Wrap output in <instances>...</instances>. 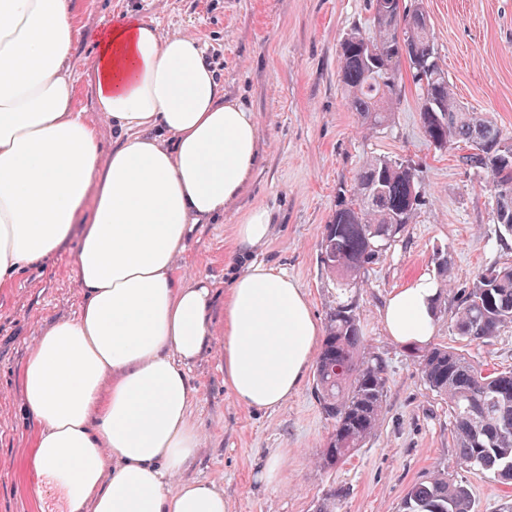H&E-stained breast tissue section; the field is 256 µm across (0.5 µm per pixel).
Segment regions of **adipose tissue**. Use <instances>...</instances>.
Instances as JSON below:
<instances>
[{
	"instance_id": "1",
	"label": "adipose tissue",
	"mask_w": 512,
	"mask_h": 512,
	"mask_svg": "<svg viewBox=\"0 0 512 512\" xmlns=\"http://www.w3.org/2000/svg\"><path fill=\"white\" fill-rule=\"evenodd\" d=\"M75 36L67 0H0V287L82 231L80 310L43 331L22 370L40 426L29 466L66 512H231L222 489L188 475L200 445L190 368L212 340L214 298L177 274L175 257L250 182L259 129L195 38L165 39L125 15L97 36L95 106L119 135L101 159L71 107ZM272 230L270 212L252 210L238 252ZM440 298L427 273L392 292L380 309L387 335L428 343ZM318 336L299 283L247 264L224 301L225 385L253 411L276 409L300 386Z\"/></svg>"
}]
</instances>
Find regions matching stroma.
<instances>
[{
	"label": "stroma",
	"instance_id": "1",
	"mask_svg": "<svg viewBox=\"0 0 512 512\" xmlns=\"http://www.w3.org/2000/svg\"><path fill=\"white\" fill-rule=\"evenodd\" d=\"M371 0H68L76 38L68 60L72 108L92 126L109 155L112 125L95 107V37L115 18L136 13L165 38L199 40L225 94L254 113L261 161L251 183L221 218L197 225L176 271L209 283L217 297L213 339L190 375V418L201 434L191 476L223 489L232 512H316L331 490H344L337 512H396L408 486L434 471L465 481L478 512H498L508 489L493 477L461 468L455 458L447 404L424 385L404 346L386 334L380 308L393 290L423 273L449 270L446 306L433 344L455 348L487 369H512V328L480 345L453 331L454 294L512 250L496 247L494 193L485 175L466 168L456 149L436 151L419 117L420 92L404 80L389 126L370 129L348 104L339 80L340 44L367 26ZM429 15L438 62L456 99L491 113L512 134V0H421ZM410 159L422 204L408 231L375 265L360 291L363 333L388 365L387 404L377 434L334 469L318 454L332 425L312 394V379L277 409L255 413L224 383V304L243 268L235 227L254 209H268L273 232L257 260L288 273L304 289L317 321L334 301L318 263V244L350 186L372 156ZM78 238L44 264L19 272L0 288V512H60L32 481L28 462L39 427L24 406L21 373L42 331L74 317ZM282 456L276 483L261 473L271 452Z\"/></svg>",
	"mask_w": 512,
	"mask_h": 512
}]
</instances>
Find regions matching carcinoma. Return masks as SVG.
<instances>
[{
	"label": "carcinoma",
	"instance_id": "obj_1",
	"mask_svg": "<svg viewBox=\"0 0 512 512\" xmlns=\"http://www.w3.org/2000/svg\"><path fill=\"white\" fill-rule=\"evenodd\" d=\"M368 30L342 40L339 77L351 109L372 129L387 125L409 64L421 90L426 140L442 151L464 147L461 159L483 172L494 189V219L512 235V151L497 122L471 112L453 96L438 63L428 14L418 3L372 0ZM371 46L369 57L359 41ZM418 171L408 160L372 157L341 194L320 240L321 271L336 290L313 373L314 395L332 431L319 463L332 469L376 434L387 400V365L366 344L358 291L371 266L383 261L413 223L421 194ZM512 325V262L481 272L458 296L453 327L470 344L487 343ZM427 388L448 403L455 457L460 465L512 484V372L485 371L455 350L435 345L413 354ZM397 512H476L467 484L436 472L414 482Z\"/></svg>",
	"mask_w": 512,
	"mask_h": 512
}]
</instances>
